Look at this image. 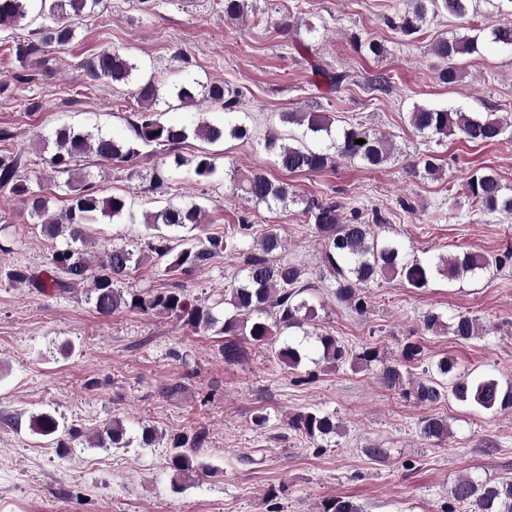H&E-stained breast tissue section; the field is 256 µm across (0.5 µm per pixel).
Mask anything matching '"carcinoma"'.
Returning a JSON list of instances; mask_svg holds the SVG:
<instances>
[{"label": "carcinoma", "mask_w": 512, "mask_h": 512, "mask_svg": "<svg viewBox=\"0 0 512 512\" xmlns=\"http://www.w3.org/2000/svg\"><path fill=\"white\" fill-rule=\"evenodd\" d=\"M102 0H0V26H36V41L17 43L15 56L22 70L27 71L41 63L47 49L62 46L73 38L80 20L95 12ZM474 0H409V11L388 19L389 25L410 40L428 22V16L444 12L456 19L466 20ZM218 5L227 20H238L245 14L247 0H219ZM498 18L489 26L470 28V32L450 39L439 38L434 42L432 53L445 65L438 72L440 82L455 84L460 79L456 58L480 52L486 44L512 49V0H498ZM87 75L92 81L104 80L114 86H134L133 94L140 111L132 123L134 139H120L103 133L85 132L64 125L54 132L56 151L44 164L53 172L65 174L70 171L73 160L92 154L100 164L121 169L140 156L145 147L175 146L190 136L203 139L210 144L225 138L247 139L250 129L243 122L228 124L202 123L194 127L169 123L162 120L173 107L192 106L198 102L228 113L237 111L241 94L222 81L202 82L186 80L169 89L159 83L148 72L146 64L125 51L104 49L86 64ZM411 126L420 134L448 136L456 131L475 144H492L512 136V120L494 112H466L461 108L436 107L416 104L409 112ZM279 121L285 126L302 129L299 136H290L291 142L277 132H271L264 140V149L275 157L277 165L289 173H317L333 166L335 159L359 161L369 169H376L388 162L392 146L386 136L351 125L340 130L333 128L334 119L324 112L305 110L281 112ZM363 139L359 145L355 140ZM216 165L207 153L196 157L189 173L204 180L213 175ZM470 199L482 212L512 215V188L505 185L499 175L487 167L475 169L468 177ZM69 194L68 206L58 214H48V200L31 187V170L22 153L0 149V190H9L22 197L28 207L33 223L49 236L68 233L71 244L53 252L51 264L62 270L71 283L93 281L95 308L99 314L108 316L115 310L126 307L167 313L175 316L190 328L218 327L225 336L222 353L227 363L236 362L241 354L238 337L246 336L256 344H271L273 339L291 329L303 330L306 339L283 341L275 350L279 362L297 367L308 357V350L319 353V359L330 363L346 360L348 349L331 335H315L304 330L306 313L310 306L303 293L302 266L282 259L277 253L285 250L281 238L266 232L259 241V252L245 258L242 282L230 290L224 303L231 311L219 321L212 309L189 302L179 288H170L150 297L133 294L125 297L113 288V283L127 276L137 267L141 257L124 245H111L105 249L106 259L99 266L92 265L87 253L73 247L77 241H85L86 226L98 217L127 219L134 223L131 203L123 195L99 198L86 190H78L72 180L66 181ZM232 194L249 201L272 207L292 203L301 206V216L313 225L318 241L324 250L325 261L336 278L334 295L358 313L367 309L363 289L381 278H399L413 288H426L430 280L443 276L450 281L464 278L476 279L491 268H503L512 263V250L500 255L486 256L479 252H464L448 257H437L425 263L409 259L402 243L393 240L379 241L371 235V225L361 221L358 211L341 215V205L329 200L305 199L293 194L288 184H276L262 172L232 180ZM204 207L168 204L151 219L154 227L164 225L170 230L196 229L204 223ZM252 225L245 218L233 225V231L224 236L192 235L175 240L162 232L147 242V249L159 260H166V270L176 272L203 267L215 257L226 252H241L240 238L249 235ZM18 281H27L41 291L51 288L65 289L67 284L55 279H42L39 275L19 269L11 274ZM422 330L426 333L448 331L458 341L467 342L481 335L477 319L468 313H457L445 322L442 316L429 312L423 316ZM422 347L408 341L401 348L399 357L391 361L379 358L378 350L362 348L355 362L370 365L378 363V378L389 389H403L423 406H433L445 398L453 397L464 404L472 405L483 412L512 409V384L502 387L495 378L480 375L458 366L452 358L443 357L436 363V374L426 370L423 377L406 381L404 367L419 361ZM288 426L316 442L326 440L337 432L336 417L320 409L298 413ZM32 428L44 436L60 432V422L51 412H42L32 419ZM126 429L119 421L97 436L101 445L114 448L129 447L125 438ZM420 434L427 439L444 441L450 435L448 420L431 415L420 423ZM196 447L197 442L183 440L176 444L178 451L170 458L173 484L187 482L199 475L200 466L194 455L184 450L186 445ZM465 506L468 512H512V480L498 482L483 481L471 475L460 477L450 489L448 506L444 512H456ZM325 512H361L359 505L346 497L327 501Z\"/></svg>", "instance_id": "carcinoma-1"}]
</instances>
